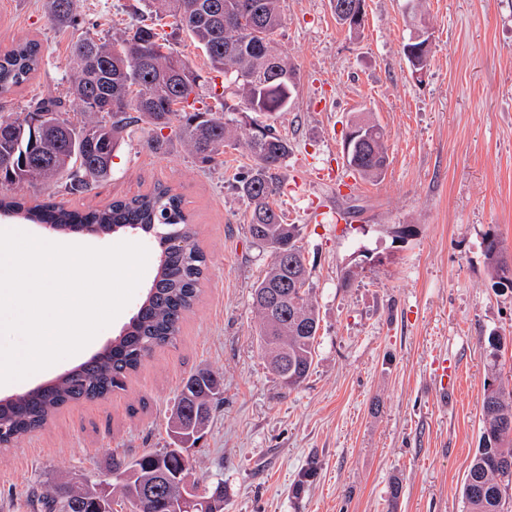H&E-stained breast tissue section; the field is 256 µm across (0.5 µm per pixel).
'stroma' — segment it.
Returning <instances> with one entry per match:
<instances>
[{"instance_id":"1","label":"stroma","mask_w":512,"mask_h":512,"mask_svg":"<svg viewBox=\"0 0 512 512\" xmlns=\"http://www.w3.org/2000/svg\"><path fill=\"white\" fill-rule=\"evenodd\" d=\"M136 4L83 0L81 24L127 27ZM283 14L278 40L299 82L275 122L292 151L274 204L302 227L319 310L308 378L282 387L258 346L252 289L270 256L253 243L236 188L249 158L230 150L223 163L204 165L174 138L152 149L153 131L132 125L108 181L82 194L58 185L25 194L85 210L173 186L208 257L207 278L176 341L155 349L125 389L69 404L0 449V512H34L32 489L64 477L97 482L109 477L113 455L164 447L168 410L200 367L223 374L224 403L192 451L191 474L223 482L224 512H465L484 383L495 377L512 388V290L496 288L482 246L497 236L512 257V0H425L431 52L420 77L402 50L409 0H366L357 34L339 24L330 0H283ZM160 31L204 76L201 98L211 97L223 76L171 19ZM23 36L40 41L43 64L0 98L6 116L66 89L73 30L50 22L43 0H0V49ZM360 114L385 134L388 166L376 181L345 163V133ZM402 224L412 237H395ZM2 228L99 248L139 242L149 257L110 326L41 375L1 386L0 399L55 380L109 344L158 259L153 240L129 230L56 234L6 217ZM492 337L501 341L494 359ZM438 358L455 376L445 389L434 376Z\"/></svg>"}]
</instances>
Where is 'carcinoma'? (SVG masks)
<instances>
[{
  "label": "carcinoma",
  "mask_w": 512,
  "mask_h": 512,
  "mask_svg": "<svg viewBox=\"0 0 512 512\" xmlns=\"http://www.w3.org/2000/svg\"><path fill=\"white\" fill-rule=\"evenodd\" d=\"M80 0H46L50 21L64 28L78 25ZM142 13L174 19L210 62L224 75L238 102L217 109H199L200 76L177 50L166 44L152 24L141 23L101 36L83 32L72 45L66 72V93L74 110L60 98H46L30 112L0 116V187L56 183L67 176L66 192L84 193L112 176V159L123 143V132L144 123L160 149L167 129L203 164H214L224 151L241 149L252 164L238 180L249 206L252 240L271 252L272 260L253 293L288 289V308L253 299L260 324L259 342L272 371L284 363L288 380L298 387L313 364L319 312L310 288L311 272L300 245V227L288 224L273 206L280 193L278 177L291 148L270 123H256L242 135L230 113L244 108L268 120L288 111L298 74L279 48L283 25L281 0H139ZM41 44L23 39L0 52V96L28 83L42 64ZM366 139L356 151L357 173L379 178L388 162L383 130L368 119ZM0 215L31 224L64 229L83 225L110 233L140 229L154 233L160 265L136 313L119 336L92 360L51 384L0 400V447L18 442L44 427L68 402L93 401L126 387L128 377L157 347L173 343L180 325L198 299L207 258L195 239L180 195L159 185L131 199L114 200L80 212L52 201L34 206L24 198L0 194ZM500 241L489 237L484 252L494 277L512 276V264L495 251ZM224 403L221 373L199 369L183 380L167 418L168 437L180 432L182 446L146 451L128 461L115 460L106 483L112 504L130 512H168L162 493L141 497L165 475L189 477V456L183 452L203 438L213 412ZM480 444L461 496L466 512H504L512 485V429H498L502 415L512 416V389L491 381L482 394ZM99 484L57 483L35 492L41 512H92Z\"/></svg>",
  "instance_id": "obj_1"
}]
</instances>
